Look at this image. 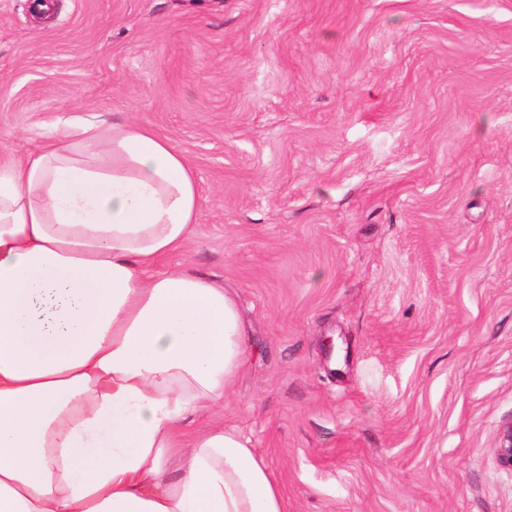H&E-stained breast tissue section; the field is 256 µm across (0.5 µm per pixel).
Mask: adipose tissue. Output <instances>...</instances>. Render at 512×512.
Listing matches in <instances>:
<instances>
[{"instance_id":"1","label":"adipose tissue","mask_w":512,"mask_h":512,"mask_svg":"<svg viewBox=\"0 0 512 512\" xmlns=\"http://www.w3.org/2000/svg\"><path fill=\"white\" fill-rule=\"evenodd\" d=\"M201 203L143 125L0 163V512H288L237 431L183 430L246 360L234 297L157 268Z\"/></svg>"}]
</instances>
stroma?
<instances>
[{"label":"stroma","instance_id":"35a3bbf8","mask_svg":"<svg viewBox=\"0 0 512 512\" xmlns=\"http://www.w3.org/2000/svg\"><path fill=\"white\" fill-rule=\"evenodd\" d=\"M54 2L0 0V160L94 116L190 161L160 267L248 359L185 432L237 428L288 512H512V0ZM492 454L496 469L512 477V419L500 425Z\"/></svg>","mask_w":512,"mask_h":512}]
</instances>
